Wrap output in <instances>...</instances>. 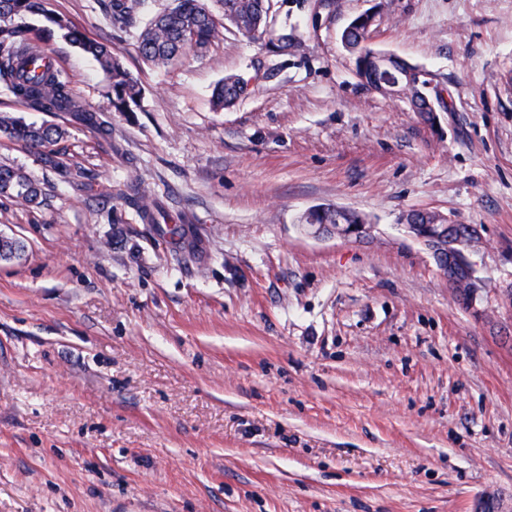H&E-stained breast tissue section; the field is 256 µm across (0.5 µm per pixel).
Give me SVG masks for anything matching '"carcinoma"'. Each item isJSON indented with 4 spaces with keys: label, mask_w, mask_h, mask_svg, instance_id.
I'll use <instances>...</instances> for the list:
<instances>
[{
    "label": "carcinoma",
    "mask_w": 512,
    "mask_h": 512,
    "mask_svg": "<svg viewBox=\"0 0 512 512\" xmlns=\"http://www.w3.org/2000/svg\"><path fill=\"white\" fill-rule=\"evenodd\" d=\"M175 5L150 18L138 34L141 58L156 67L166 66L188 51H206L219 40L222 29L230 25L242 35L254 40H267V45L282 54L299 51L301 43L292 33H277L272 29L275 0H174ZM140 0H108L103 4L113 29L127 32L136 26V9ZM38 16L46 25L33 34L21 20ZM374 21L355 17L341 32L340 40L354 60L355 73L368 81L374 66L376 50L367 43ZM56 33L92 57L108 81V111L132 112L138 106L142 88L138 80L125 67L112 47L90 39L84 29L63 14H52L46 9V0H0V83L17 98L38 112H69L81 123L107 130V122L96 110L85 105L73 92L70 81L56 63L41 53ZM246 83L238 75H228L212 90L215 109L230 108L241 98ZM412 111L426 123H432L431 112L425 109L415 86L405 87ZM0 132L44 149L45 162L59 166L53 149L62 130L55 125L26 124L8 114H0ZM41 189L18 168L0 167V197L13 198L25 203H39ZM141 215L149 224L168 223L167 232L185 236L184 225L169 223V215L158 204L144 202ZM362 215L347 211L338 216L323 207L305 217L307 224H360Z\"/></svg>",
    "instance_id": "1"
}]
</instances>
